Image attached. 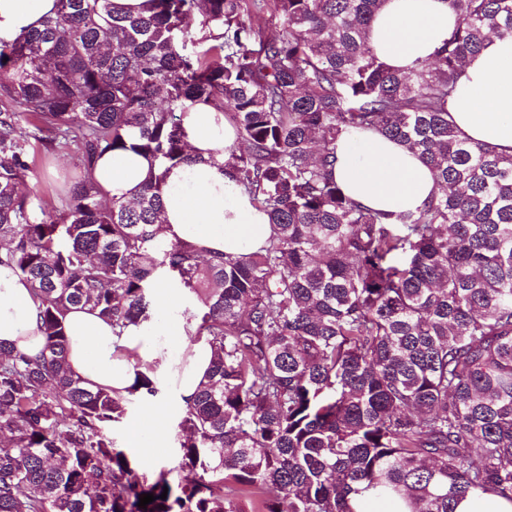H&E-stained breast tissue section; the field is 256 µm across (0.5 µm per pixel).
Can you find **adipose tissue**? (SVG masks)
Instances as JSON below:
<instances>
[{
    "label": "adipose tissue",
    "mask_w": 512,
    "mask_h": 512,
    "mask_svg": "<svg viewBox=\"0 0 512 512\" xmlns=\"http://www.w3.org/2000/svg\"><path fill=\"white\" fill-rule=\"evenodd\" d=\"M56 9V0H0V41H13L37 27ZM456 22L445 0H385L368 32V45L389 66L407 70L431 60ZM449 118L460 136L512 154V38L488 39L469 59L448 104ZM191 162L169 169L163 186L162 233L186 240L202 254L243 255L260 249L271 234L269 217L234 193L224 159L239 146L223 112L198 102L181 118ZM335 176L344 193L363 206L381 211L413 210L437 195L429 167L404 145L377 132L341 141ZM152 164L131 151L108 153L96 160L94 176L108 197L136 198ZM152 312L155 326H131L115 336L112 324L90 308L65 315L71 372L86 383L126 393L136 368L126 357L138 350L154 372L170 375L180 404L190 402L207 375L213 351L194 343L183 361H173L169 343L183 335L180 310L189 296L165 268L154 273ZM0 344L35 357L44 348L37 306L30 285L0 266ZM147 422H132L129 438L152 457L167 420L154 397L145 399Z\"/></svg>",
    "instance_id": "adipose-tissue-1"
}]
</instances>
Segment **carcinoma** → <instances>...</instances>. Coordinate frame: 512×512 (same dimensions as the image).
Returning a JSON list of instances; mask_svg holds the SVG:
<instances>
[{
	"label": "carcinoma",
	"mask_w": 512,
	"mask_h": 512,
	"mask_svg": "<svg viewBox=\"0 0 512 512\" xmlns=\"http://www.w3.org/2000/svg\"><path fill=\"white\" fill-rule=\"evenodd\" d=\"M148 2L57 0L0 42V265L30 284L45 339L37 357L0 345V512L512 501V155L448 120L466 61L512 37V0H445L455 26L409 71L367 44L384 0ZM196 102L236 128L225 174L273 226L257 252L206 257L160 235L164 168L189 162ZM365 130L418 152L439 195L397 212L348 197L338 144ZM72 146L79 174L40 190L42 157ZM115 151L158 163L132 202L103 200L94 177ZM159 266L200 300L187 328L214 352L179 422L192 477L177 485L139 475L112 438L129 397L159 393L152 368L126 351L123 396L66 367L65 313L89 307L121 336L150 319Z\"/></svg>",
	"instance_id": "cac0c4a2"
}]
</instances>
